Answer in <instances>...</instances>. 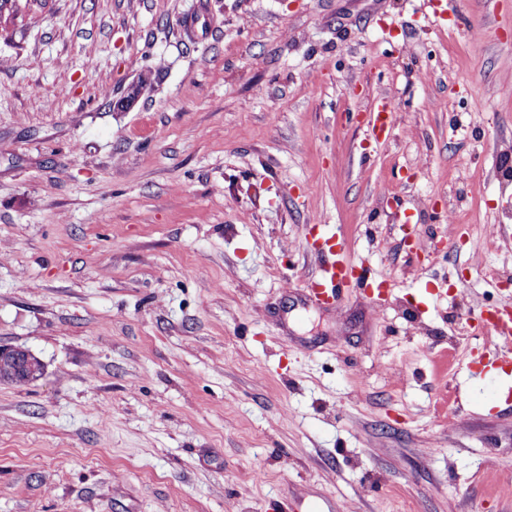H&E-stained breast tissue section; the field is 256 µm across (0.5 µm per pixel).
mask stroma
Listing matches in <instances>:
<instances>
[{"label":"stroma","instance_id":"obj_1","mask_svg":"<svg viewBox=\"0 0 512 512\" xmlns=\"http://www.w3.org/2000/svg\"><path fill=\"white\" fill-rule=\"evenodd\" d=\"M389 97V136L367 117ZM512 0H47L0 39V512H512ZM380 293L308 302L318 241ZM491 327L494 332L486 336L481 357L488 359L484 367L491 365L506 370L512 366V317L504 315ZM0 359L11 361L14 366V374L25 375L27 378L31 375L30 371L35 369V361L42 366L40 361L32 353L21 348L0 346Z\"/></svg>","mask_w":512,"mask_h":512}]
</instances>
